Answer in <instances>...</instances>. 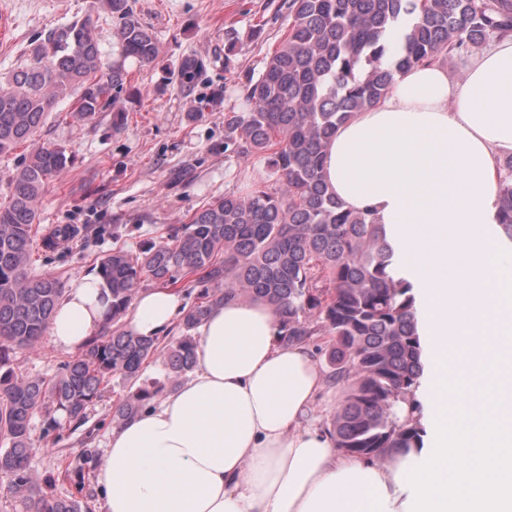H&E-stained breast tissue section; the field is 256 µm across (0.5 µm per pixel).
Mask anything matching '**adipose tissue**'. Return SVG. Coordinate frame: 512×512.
<instances>
[{
  "mask_svg": "<svg viewBox=\"0 0 512 512\" xmlns=\"http://www.w3.org/2000/svg\"><path fill=\"white\" fill-rule=\"evenodd\" d=\"M509 153L512 36L481 52L463 83L429 63L397 75L325 151L330 190L384 225L416 292L430 368L416 393L430 411L422 448L379 464L306 425L323 388L307 346L281 344L267 301L228 298L199 326L180 388L113 428L96 476L104 512H512V481L476 480L467 430L436 410L456 395L440 366L458 337L482 342L493 378L512 344V249L496 197L497 159ZM110 301L98 273L78 276L49 324L52 342L78 350ZM181 309L172 289L141 290L128 326L161 336Z\"/></svg>",
  "mask_w": 512,
  "mask_h": 512,
  "instance_id": "adipose-tissue-1",
  "label": "adipose tissue"
}]
</instances>
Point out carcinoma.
<instances>
[{"label": "carcinoma", "instance_id": "obj_1", "mask_svg": "<svg viewBox=\"0 0 512 512\" xmlns=\"http://www.w3.org/2000/svg\"><path fill=\"white\" fill-rule=\"evenodd\" d=\"M100 2L121 21L120 55L156 63L158 40L132 0ZM511 34L512 0H288V34L262 73L246 77V110L224 113V149L264 158L275 186L216 198L167 238L101 257L97 273L112 296L104 328L58 372L32 378L14 367L15 354L35 348L65 293L59 278L31 272L38 202L71 163L65 146L34 137L65 94L75 97L73 117L90 121L115 106L127 82L123 66L102 55L88 18L36 39L26 64L0 83V154L33 144L0 203V480L14 512H83L77 497L55 493L58 477L31 469L36 412H44L46 436L62 417L80 425L119 378L128 384L112 399L120 425L158 392L143 379L150 364L161 363L171 382L193 370L197 328L231 296L268 301L286 345L325 337L336 375L352 378L329 429L336 447L378 461L420 447L417 406L401 416L422 375L413 288L395 267L384 226L329 191L324 151L340 124L392 90L397 74ZM204 67L184 57L180 81ZM499 167L497 219L512 240V155ZM146 278H192L199 287L170 344L127 325Z\"/></svg>", "mask_w": 512, "mask_h": 512}]
</instances>
